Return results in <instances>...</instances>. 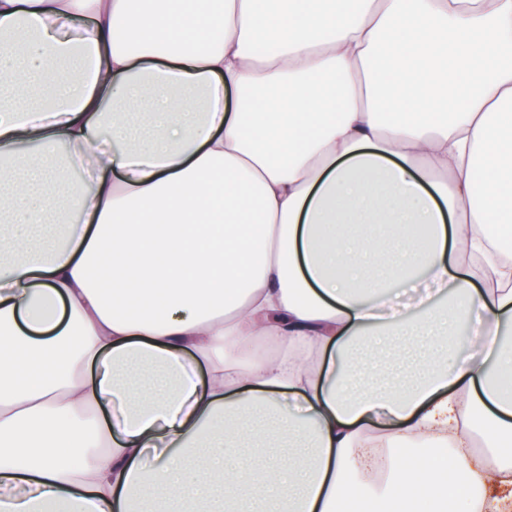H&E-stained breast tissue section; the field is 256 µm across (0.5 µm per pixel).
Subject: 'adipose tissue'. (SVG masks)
Masks as SVG:
<instances>
[{
  "instance_id": "1",
  "label": "adipose tissue",
  "mask_w": 512,
  "mask_h": 512,
  "mask_svg": "<svg viewBox=\"0 0 512 512\" xmlns=\"http://www.w3.org/2000/svg\"><path fill=\"white\" fill-rule=\"evenodd\" d=\"M0 223V512H512V0H0Z\"/></svg>"
}]
</instances>
